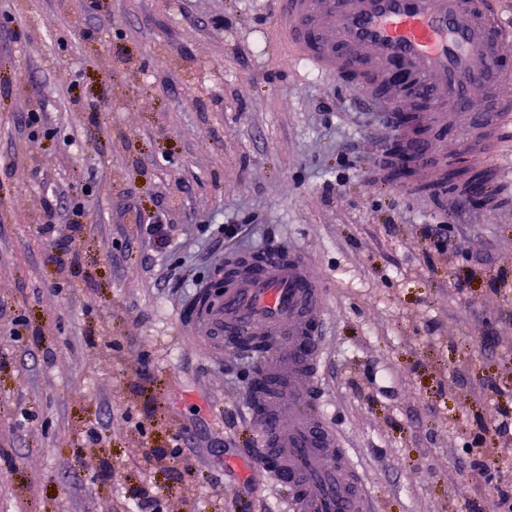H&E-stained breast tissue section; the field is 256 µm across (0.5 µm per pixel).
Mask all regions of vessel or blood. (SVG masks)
<instances>
[{"mask_svg": "<svg viewBox=\"0 0 512 512\" xmlns=\"http://www.w3.org/2000/svg\"><path fill=\"white\" fill-rule=\"evenodd\" d=\"M293 58L349 84L386 118L403 167L444 185L448 159L429 132L457 113L464 151L491 146L493 181L512 184V17L501 0H273ZM326 295L297 252L264 251L193 312L232 349L260 340L251 384L254 479L286 487L289 512H373L350 451L317 410Z\"/></svg>", "mask_w": 512, "mask_h": 512, "instance_id": "1", "label": "vessel or blood"}]
</instances>
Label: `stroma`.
<instances>
[{
    "instance_id": "35a3bbf8",
    "label": "stroma",
    "mask_w": 512,
    "mask_h": 512,
    "mask_svg": "<svg viewBox=\"0 0 512 512\" xmlns=\"http://www.w3.org/2000/svg\"><path fill=\"white\" fill-rule=\"evenodd\" d=\"M86 2L0 0V512H131L148 482L166 512H283L287 489L252 480V360L183 326L215 271L271 244L326 291L321 410L375 512H491L472 464L502 458L512 490L490 430L512 405V189L492 211L399 187L376 118L291 60L270 0ZM55 189L83 206L52 238ZM161 208L157 256L138 219Z\"/></svg>"
}]
</instances>
